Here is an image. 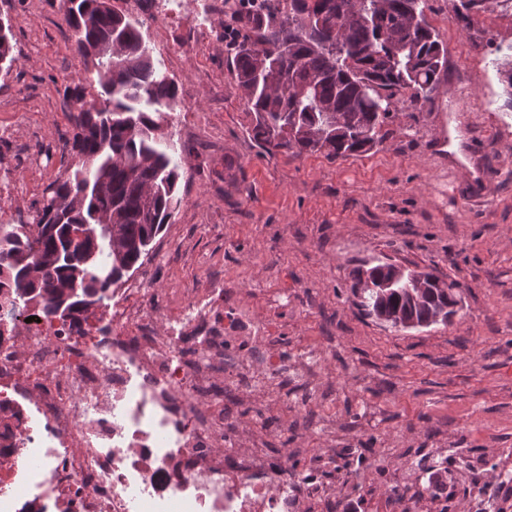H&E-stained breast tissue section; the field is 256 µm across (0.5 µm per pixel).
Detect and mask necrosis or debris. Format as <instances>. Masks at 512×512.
I'll list each match as a JSON object with an SVG mask.
<instances>
[{
    "label": "necrosis or debris",
    "mask_w": 512,
    "mask_h": 512,
    "mask_svg": "<svg viewBox=\"0 0 512 512\" xmlns=\"http://www.w3.org/2000/svg\"><path fill=\"white\" fill-rule=\"evenodd\" d=\"M147 285L141 275L122 289L97 328L83 316L0 319V458L13 462L0 470V512L18 508L20 464L67 512H333L329 460L290 470L267 447L262 415L248 448L224 421L226 402L294 378L275 326L212 288L184 298L159 333L138 302Z\"/></svg>",
    "instance_id": "1"
}]
</instances>
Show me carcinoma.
<instances>
[{
	"label": "carcinoma",
	"mask_w": 512,
	"mask_h": 512,
	"mask_svg": "<svg viewBox=\"0 0 512 512\" xmlns=\"http://www.w3.org/2000/svg\"><path fill=\"white\" fill-rule=\"evenodd\" d=\"M72 50L93 68L100 91L83 81L63 85L73 127L62 153L65 171L44 189L33 214L35 234L0 224V309L31 308L64 321L101 304L104 293L138 269L180 203L181 165L164 133L178 104L177 81L155 64L142 23L111 0H62ZM322 18L310 27L307 14ZM247 34L233 72L250 116L249 135L270 155L361 156L384 140L397 94L429 101L447 49L428 24L422 0H260L234 15ZM10 21L0 19V71L16 63ZM512 107V55L498 63ZM290 127L293 134H284ZM81 226L76 241L71 229ZM392 265L365 261L350 285L358 305L390 327L411 320L427 327L460 302V284L435 268L405 267L422 278L413 293L384 288Z\"/></svg>",
	"instance_id": "obj_1"
}]
</instances>
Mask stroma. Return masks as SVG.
Wrapping results in <instances>:
<instances>
[{"mask_svg": "<svg viewBox=\"0 0 512 512\" xmlns=\"http://www.w3.org/2000/svg\"><path fill=\"white\" fill-rule=\"evenodd\" d=\"M223 0L200 26L143 25L155 62L179 84L167 128L184 151L181 203L144 260L146 308H176L184 292L223 284L234 306L277 323L290 356L323 347L322 397L306 409L301 381L266 398L270 449L299 463L335 451L347 481L342 512H460L507 503L512 483V109L495 66L512 49V0H424L448 49L428 102L400 95L383 143L329 160L265 153L248 134L224 25ZM18 57L0 73V172L11 170L0 224L31 210L63 172L72 135L59 92L94 82L71 51L60 0H0ZM492 189L478 198L480 172ZM434 267L461 285L445 324L397 331L362 314L349 273L375 258ZM375 458L358 460L366 446Z\"/></svg>", "mask_w": 512, "mask_h": 512, "instance_id": "stroma-1", "label": "stroma"}]
</instances>
